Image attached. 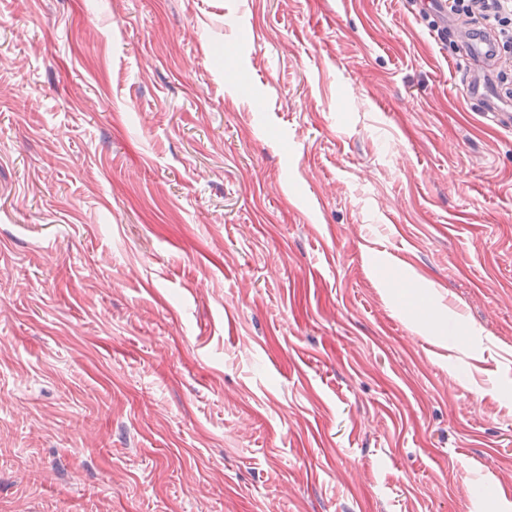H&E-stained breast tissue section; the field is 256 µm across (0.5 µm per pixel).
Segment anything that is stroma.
<instances>
[{
    "label": "stroma",
    "instance_id": "stroma-1",
    "mask_svg": "<svg viewBox=\"0 0 512 512\" xmlns=\"http://www.w3.org/2000/svg\"><path fill=\"white\" fill-rule=\"evenodd\" d=\"M427 0H0V512H512V128ZM466 88L467 95L478 102L480 112L485 119L497 125H511L512 114L508 105L502 106L497 103L501 98L496 95L490 85H485L480 79L476 80L469 75Z\"/></svg>",
    "mask_w": 512,
    "mask_h": 512
}]
</instances>
